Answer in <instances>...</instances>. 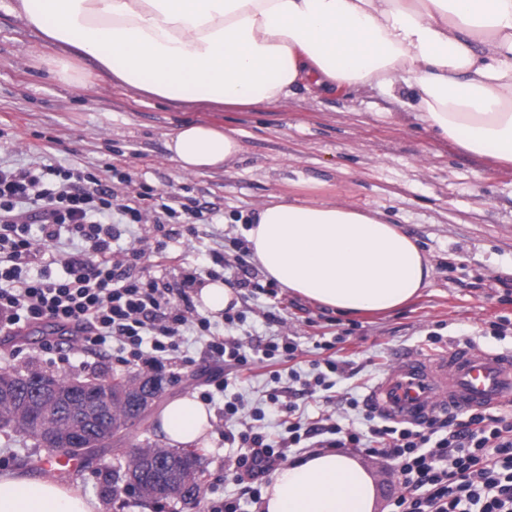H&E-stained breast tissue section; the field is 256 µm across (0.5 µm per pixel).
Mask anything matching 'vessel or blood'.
<instances>
[{"label":"vessel or blood","instance_id":"b4317fda","mask_svg":"<svg viewBox=\"0 0 512 512\" xmlns=\"http://www.w3.org/2000/svg\"><path fill=\"white\" fill-rule=\"evenodd\" d=\"M368 403L384 419L413 426L504 407L512 403V354L459 342L432 357L402 355L370 391Z\"/></svg>","mask_w":512,"mask_h":512}]
</instances>
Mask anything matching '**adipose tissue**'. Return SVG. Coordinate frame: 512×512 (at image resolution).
Instances as JSON below:
<instances>
[{"instance_id":"adipose-tissue-1","label":"adipose tissue","mask_w":512,"mask_h":512,"mask_svg":"<svg viewBox=\"0 0 512 512\" xmlns=\"http://www.w3.org/2000/svg\"><path fill=\"white\" fill-rule=\"evenodd\" d=\"M46 46L69 48L95 77L206 109L277 104L294 88L366 86L407 93L439 138L512 167V0H17ZM166 147L182 171L239 157L236 130L178 125ZM247 241L264 276L320 307L387 312L428 287L433 266L379 211L284 199L260 207ZM213 411L196 396L158 417L172 447L201 443ZM376 489L352 454L284 463L263 512H373ZM49 478L0 473V512H97Z\"/></svg>"}]
</instances>
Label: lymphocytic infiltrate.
<instances>
[{
    "label": "lymphocytic infiltrate",
    "mask_w": 512,
    "mask_h": 512,
    "mask_svg": "<svg viewBox=\"0 0 512 512\" xmlns=\"http://www.w3.org/2000/svg\"><path fill=\"white\" fill-rule=\"evenodd\" d=\"M131 173L113 170L111 178L79 168L54 165L0 167V334L20 335L47 322L83 341L85 348L115 342L125 365L162 369L175 360L185 328L207 339L204 353L223 362L220 390L243 383L255 362L270 365L273 382L267 394L277 406L283 435L272 437L247 426L238 399L224 403V442L239 446L235 480L251 503L261 500V485L291 449L354 448L382 454L395 462L405 488L392 512H512V417L486 411L436 419L416 427L387 422L366 409V430L309 418L296 402H281L279 382L303 384L306 394L331 389L329 375L351 378L350 363L324 360V371L302 380L290 363L298 346L290 338L248 344L211 331L210 320L197 312L191 296L206 280L197 271L180 278H155L146 272L149 259L164 255L162 241L139 239L114 250L125 226L153 224L164 239L178 236L173 220L207 221L206 208L176 210L153 186L137 185L135 204L123 192L133 185ZM39 237H32L31 228ZM80 240L81 248L60 254L61 236ZM63 276H54L53 265ZM37 275H30L31 266ZM289 364L281 372V364Z\"/></svg>",
    "instance_id": "lymphocytic-infiltrate-1"
}]
</instances>
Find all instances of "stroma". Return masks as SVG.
Returning <instances> with one entry per match:
<instances>
[{
  "instance_id": "stroma-1",
  "label": "stroma",
  "mask_w": 512,
  "mask_h": 512,
  "mask_svg": "<svg viewBox=\"0 0 512 512\" xmlns=\"http://www.w3.org/2000/svg\"><path fill=\"white\" fill-rule=\"evenodd\" d=\"M15 0H0V163L21 166L42 159L106 174L129 170L172 196L173 206L195 201L212 220L183 230L170 242L168 259L150 264L152 275L173 277L186 267H211L209 252L245 239L254 212L271 196L291 200L329 199L384 212L416 241L434 267L421 295L383 314L342 315L321 309L284 289L237 290L240 320L211 319L213 332L244 342L279 336L293 339L309 359L325 358L321 343L352 360L356 373L338 380L329 395L300 399L306 415L334 411L341 423L360 419L351 399H364L400 356L437 355L450 343L482 350L512 351V326L498 331L496 317L512 319V168L461 151L435 138L409 107L369 87L316 93L297 88L284 102L242 109L214 106L201 111L156 99L98 79L63 70L66 54L42 47L40 39L13 12ZM204 121L236 130L243 152L227 167L202 174L180 170L166 148L170 129ZM278 305V318L264 311ZM439 342H432V335ZM203 341L186 331L180 360L165 366L158 398L140 423L123 429L103 448L80 458L61 481L97 498L99 512H208L214 501L235 499L237 449L224 445V395L215 393L213 427L200 445L203 493L198 506L179 502L157 506L127 495L100 498V471L122 464L130 448L160 443L158 416L164 405L186 393L207 390L217 365L202 353ZM115 348L102 356L83 350L76 339L27 328L13 340L0 336V369L32 368L66 378L127 375ZM272 384L263 367L234 391L247 409H262V431L279 433L278 416L266 400ZM42 449L0 431V471L32 478L44 475ZM377 489L374 512H391L404 491L395 464L381 455L360 454Z\"/></svg>"
}]
</instances>
